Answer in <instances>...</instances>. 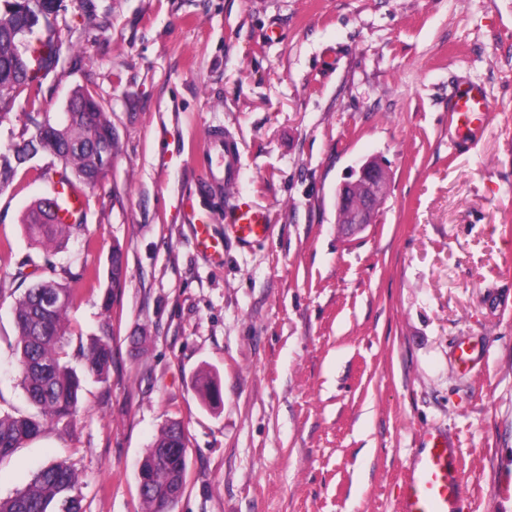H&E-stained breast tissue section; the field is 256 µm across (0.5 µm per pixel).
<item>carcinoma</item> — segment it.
Returning a JSON list of instances; mask_svg holds the SVG:
<instances>
[{"mask_svg":"<svg viewBox=\"0 0 512 512\" xmlns=\"http://www.w3.org/2000/svg\"><path fill=\"white\" fill-rule=\"evenodd\" d=\"M44 27L43 50L27 57L21 47L35 28ZM61 46L52 35L47 15L37 14L34 0H0V120L12 109L16 98L41 80L43 71L60 57ZM33 131L8 151L0 152V187L14 179L19 167L43 153L54 157L60 168H47L43 176L73 190L96 187L106 179L108 158L118 152L112 136V120L103 105L86 90L72 93V112L58 123L36 111L37 100L27 98ZM84 226L78 216L68 223L49 214L45 200H38L26 213L23 227L28 238L45 248L61 249ZM123 253L115 248L109 257L108 288L125 278ZM72 289L45 277L32 283L12 308L17 330L15 353L21 385L36 413L16 417L0 413V460L21 444L36 438L44 421L72 423L79 411L82 380L63 361L67 315ZM85 370L100 381L108 378L112 345L108 326L83 350ZM187 469L183 433L178 424L167 425L147 450L141 463V487L145 512H170L180 492ZM73 469L55 461L38 470L28 485L6 499L0 512H86Z\"/></svg>","mask_w":512,"mask_h":512,"instance_id":"1","label":"carcinoma"}]
</instances>
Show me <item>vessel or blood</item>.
Wrapping results in <instances>:
<instances>
[{"instance_id":"vessel-or-blood-1","label":"vessel or blood","mask_w":512,"mask_h":512,"mask_svg":"<svg viewBox=\"0 0 512 512\" xmlns=\"http://www.w3.org/2000/svg\"><path fill=\"white\" fill-rule=\"evenodd\" d=\"M490 111L485 93L477 85L459 84L453 91L448 108V121L459 136L471 135L481 127ZM207 149L222 157L223 166L210 169L201 189L219 193L231 187L237 176L238 147L229 132L212 131ZM184 218L192 224L198 245L212 256H220L218 243L211 240L210 215L199 213L194 201H187ZM230 231L243 242L269 234L271 226L266 211L246 199L236 200ZM405 491L397 512H454L461 493V479L448 467V447L437 438H430L426 452L417 456L410 474L404 480Z\"/></svg>"}]
</instances>
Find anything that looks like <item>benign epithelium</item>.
<instances>
[{
    "mask_svg": "<svg viewBox=\"0 0 512 512\" xmlns=\"http://www.w3.org/2000/svg\"><path fill=\"white\" fill-rule=\"evenodd\" d=\"M388 173L376 160L369 158L351 169L336 188V212L345 223L362 227L375 220V200L386 190Z\"/></svg>",
    "mask_w": 512,
    "mask_h": 512,
    "instance_id": "obj_1",
    "label": "benign epithelium"
}]
</instances>
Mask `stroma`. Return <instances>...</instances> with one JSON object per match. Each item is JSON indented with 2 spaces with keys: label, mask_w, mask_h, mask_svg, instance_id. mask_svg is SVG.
<instances>
[{
  "label": "stroma",
  "mask_w": 512,
  "mask_h": 512,
  "mask_svg": "<svg viewBox=\"0 0 512 512\" xmlns=\"http://www.w3.org/2000/svg\"><path fill=\"white\" fill-rule=\"evenodd\" d=\"M55 37L60 63L31 88L41 112L90 91L118 153L52 256L20 224L52 194L50 157L0 188V411H32L14 356L20 260L37 279L49 259L57 280L82 272L66 360L82 369L105 321L112 364L74 423L46 422L0 462V497L64 461L87 512H144L138 464L177 421L173 512H395L431 435L456 450L458 512H512V0H62ZM462 82L491 106L467 142L448 126ZM217 127L242 174L211 195L198 185ZM369 157L389 184L353 231L336 188ZM240 194L267 211V237L226 228ZM190 195L222 259L184 223ZM116 247L127 278L111 290Z\"/></svg>",
  "instance_id": "stroma-1"
}]
</instances>
